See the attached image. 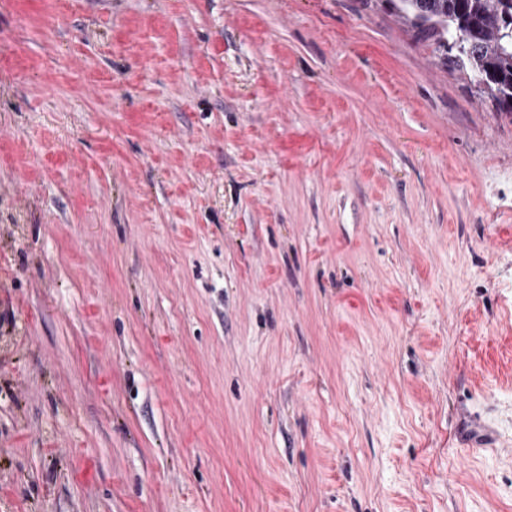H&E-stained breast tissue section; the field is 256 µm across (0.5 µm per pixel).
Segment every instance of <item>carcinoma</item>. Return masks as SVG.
Segmentation results:
<instances>
[{"label": "carcinoma", "mask_w": 512, "mask_h": 512, "mask_svg": "<svg viewBox=\"0 0 512 512\" xmlns=\"http://www.w3.org/2000/svg\"><path fill=\"white\" fill-rule=\"evenodd\" d=\"M396 9L426 35L454 43L456 62L485 86L499 109L512 112V0H396Z\"/></svg>", "instance_id": "carcinoma-1"}]
</instances>
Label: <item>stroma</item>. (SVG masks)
Returning <instances> with one entry per match:
<instances>
[{
	"label": "stroma",
	"instance_id": "1",
	"mask_svg": "<svg viewBox=\"0 0 512 512\" xmlns=\"http://www.w3.org/2000/svg\"><path fill=\"white\" fill-rule=\"evenodd\" d=\"M0 512H512V114L390 0H0Z\"/></svg>",
	"mask_w": 512,
	"mask_h": 512
}]
</instances>
